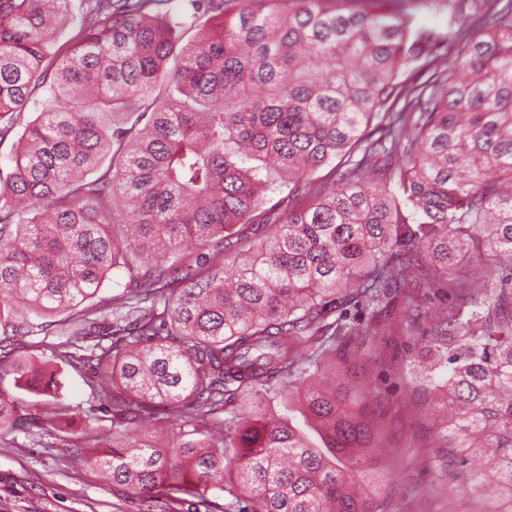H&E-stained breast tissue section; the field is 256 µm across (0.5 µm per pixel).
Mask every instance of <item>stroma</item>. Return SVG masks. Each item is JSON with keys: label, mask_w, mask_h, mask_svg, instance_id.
Returning <instances> with one entry per match:
<instances>
[{"label": "stroma", "mask_w": 512, "mask_h": 512, "mask_svg": "<svg viewBox=\"0 0 512 512\" xmlns=\"http://www.w3.org/2000/svg\"><path fill=\"white\" fill-rule=\"evenodd\" d=\"M406 23L412 31L444 39L455 13L448 0L431 8L414 0ZM383 343L385 357L368 364L365 382L387 399L383 420L396 436L389 448L407 458L431 436L432 421L403 374L412 338L391 330ZM18 352L55 363L63 386L56 396H37L17 389L12 375L0 371V395L14 402L11 422L0 428V512H146L134 491L113 484L88 462V449L67 444L72 431L88 421L103 432L112 430V415L90 386L89 368L62 362L60 340L52 335L24 337Z\"/></svg>", "instance_id": "35a3bbf8"}]
</instances>
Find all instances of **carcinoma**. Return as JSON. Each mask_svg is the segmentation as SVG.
I'll list each match as a JSON object with an SVG mask.
<instances>
[{
    "label": "carcinoma",
    "instance_id": "carcinoma-1",
    "mask_svg": "<svg viewBox=\"0 0 512 512\" xmlns=\"http://www.w3.org/2000/svg\"><path fill=\"white\" fill-rule=\"evenodd\" d=\"M164 2L82 0L59 46L69 0H0V331L51 325L80 351L65 361L118 430L86 423L73 446L169 512L210 491L224 512H403L388 479L356 488L385 401L336 367L382 359L363 345L396 302L414 333L451 293L408 351L431 449L389 467L433 475L414 503L512 512V5L461 0L448 65L406 26L412 0ZM40 88L52 105L26 121ZM260 224L278 230L257 246ZM121 274L120 301L99 296ZM0 365L59 388L47 363ZM145 420L174 440L127 443Z\"/></svg>",
    "mask_w": 512,
    "mask_h": 512
}]
</instances>
